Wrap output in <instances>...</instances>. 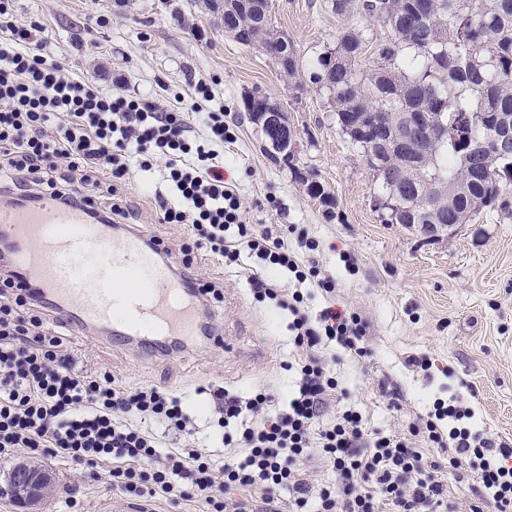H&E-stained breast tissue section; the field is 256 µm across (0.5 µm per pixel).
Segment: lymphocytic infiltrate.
Returning <instances> with one entry per match:
<instances>
[{
    "mask_svg": "<svg viewBox=\"0 0 512 512\" xmlns=\"http://www.w3.org/2000/svg\"><path fill=\"white\" fill-rule=\"evenodd\" d=\"M12 0H0V201L34 207L51 197L65 206L88 207L93 223L115 219L136 223L117 204L131 160L141 170L161 165L164 190L154 208L167 224L188 226L197 248L225 265L249 251L265 266L294 279L287 292L261 273L249 284L257 298L287 309L294 344L306 355L296 364V381L285 407L268 412L266 393L241 399L214 391L225 421L240 424L224 444L239 456L215 464L194 448L163 450L140 421L155 419L167 431L192 436V416L181 397L156 386L128 388L110 373L78 368L64 346L66 324L58 308L36 288L15 283L11 255L0 256V457L24 450L59 457L90 470L107 469L116 486L141 497L195 500L201 512H447L448 486L439 462L427 461L429 445L447 450L449 465L481 461L480 503L512 512V444L456 431L445 438L438 421L410 425L408 433L369 435L363 417L347 408L324 421L327 400L340 384L316 349L334 345L364 357L367 323L357 313L325 308L310 315L301 288L310 283L334 292L336 284L301 256L319 244L298 232L294 244L271 229L247 223L236 190L224 179L220 152L234 135L223 112L207 115L199 138L193 117L210 100L206 82L178 96L177 107L71 78L62 53L54 50L41 21H11ZM319 451L334 481L312 485L303 464ZM248 489L245 499L230 491Z\"/></svg>",
    "mask_w": 512,
    "mask_h": 512,
    "instance_id": "1",
    "label": "lymphocytic infiltrate"
}]
</instances>
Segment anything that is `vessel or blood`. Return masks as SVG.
<instances>
[{
    "label": "vessel or blood",
    "instance_id": "obj_1",
    "mask_svg": "<svg viewBox=\"0 0 512 512\" xmlns=\"http://www.w3.org/2000/svg\"><path fill=\"white\" fill-rule=\"evenodd\" d=\"M0 239L12 248L18 283L38 284L78 332L110 324L120 306L127 315L109 342H137L145 355L219 337L206 331L190 289L162 260V247H146L137 231L113 237L106 226L88 223L83 210L47 198L34 209L0 204Z\"/></svg>",
    "mask_w": 512,
    "mask_h": 512
}]
</instances>
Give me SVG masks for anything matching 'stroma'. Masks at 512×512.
I'll use <instances>...</instances> for the list:
<instances>
[{"label":"stroma","mask_w":512,"mask_h":512,"mask_svg":"<svg viewBox=\"0 0 512 512\" xmlns=\"http://www.w3.org/2000/svg\"><path fill=\"white\" fill-rule=\"evenodd\" d=\"M272 24L288 40L299 73L281 75L275 61L224 30L221 8L210 0H14V20L40 19L70 75L101 88L148 97L160 107L175 103L190 79L210 85L208 110H223L236 134L224 147V177L237 187L247 222L277 230L296 226L314 237L313 257L335 279L336 291H308L312 312L335 304L368 323V356L342 355L333 368L346 396L331 395L328 414L351 403L368 429L400 430L457 398L470 416L460 424L495 440L512 441V219L484 209L450 236L429 240L401 224L384 223L372 206L375 181L358 151L342 135L327 98L309 81L319 54L355 17L332 13L328 0H269ZM260 92L283 105L296 133L295 169L273 160L261 130L247 117L243 99ZM318 181L325 199L310 197ZM155 176L132 168L120 195L139 212L141 234L160 239L174 262L188 257L196 277L221 280L223 298L208 308L222 334L189 352L141 357L136 346H112L68 335L66 346L90 371H109L122 385H157L182 395L195 418L200 448L221 461L224 445L218 405L206 387L243 397L263 389L279 408L288 396L282 364L293 351L288 313L254 297L253 266L224 267L196 249L183 225L160 223L154 207ZM418 365H410V358ZM448 420V427H455ZM57 490L38 512H196L193 501L135 497L115 490L107 477L46 457ZM448 503L470 512L479 485L477 464L448 469Z\"/></svg>","instance_id":"obj_1"}]
</instances>
